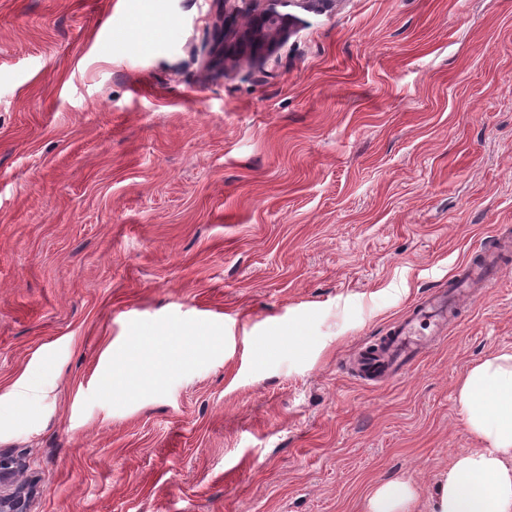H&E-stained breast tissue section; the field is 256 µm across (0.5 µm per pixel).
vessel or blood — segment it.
Wrapping results in <instances>:
<instances>
[{
	"mask_svg": "<svg viewBox=\"0 0 512 512\" xmlns=\"http://www.w3.org/2000/svg\"><path fill=\"white\" fill-rule=\"evenodd\" d=\"M497 265L494 254H485L480 261L468 265L463 274L449 278L446 286L417 303L411 318L391 327L378 342L362 347L356 364L358 379L387 382L402 378L432 343L431 336L418 334L417 324L429 323L434 334L441 333L448 323L452 300L464 297L471 284L492 283V273Z\"/></svg>",
	"mask_w": 512,
	"mask_h": 512,
	"instance_id": "obj_1",
	"label": "vessel or blood"
}]
</instances>
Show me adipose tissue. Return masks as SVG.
<instances>
[{
	"label": "adipose tissue",
	"instance_id": "ef3b65f1",
	"mask_svg": "<svg viewBox=\"0 0 512 512\" xmlns=\"http://www.w3.org/2000/svg\"><path fill=\"white\" fill-rule=\"evenodd\" d=\"M458 405L479 448L455 455L437 483L433 512H512V352L493 353L459 383ZM405 481L378 484L365 512H414Z\"/></svg>",
	"mask_w": 512,
	"mask_h": 512
}]
</instances>
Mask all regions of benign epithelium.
Returning a JSON list of instances; mask_svg holds the SVG:
<instances>
[{
    "mask_svg": "<svg viewBox=\"0 0 512 512\" xmlns=\"http://www.w3.org/2000/svg\"><path fill=\"white\" fill-rule=\"evenodd\" d=\"M328 0H224V18L247 20L243 28L228 27L225 37L249 52L260 51L276 43L290 27L294 17L281 8L291 5L316 10ZM21 464L0 457V512H28L30 493L18 481Z\"/></svg>",
    "mask_w": 512,
    "mask_h": 512,
    "instance_id": "benign-epithelium-1",
    "label": "benign epithelium"
}]
</instances>
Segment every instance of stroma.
Here are the masks:
<instances>
[{"mask_svg": "<svg viewBox=\"0 0 512 512\" xmlns=\"http://www.w3.org/2000/svg\"><path fill=\"white\" fill-rule=\"evenodd\" d=\"M287 11L219 66V0H0V455L29 512H363L395 479L432 512L478 447L457 386L512 351V0ZM488 251L405 378L353 377ZM158 336L203 344L107 392Z\"/></svg>", "mask_w": 512, "mask_h": 512, "instance_id": "obj_1", "label": "stroma"}]
</instances>
